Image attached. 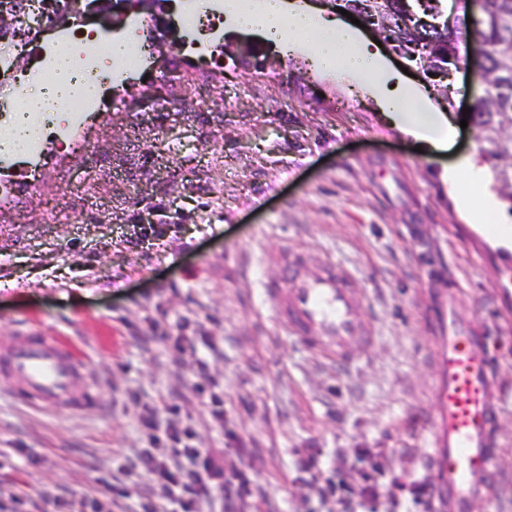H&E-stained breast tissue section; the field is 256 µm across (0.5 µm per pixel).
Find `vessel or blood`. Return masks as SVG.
<instances>
[{"instance_id":"b4317fda","label":"vessel or blood","mask_w":512,"mask_h":512,"mask_svg":"<svg viewBox=\"0 0 512 512\" xmlns=\"http://www.w3.org/2000/svg\"><path fill=\"white\" fill-rule=\"evenodd\" d=\"M262 292L282 333L317 359L346 365L375 342V330L363 318L365 297L353 274L336 262L313 266L303 253L283 254L279 277L265 280ZM456 294L453 287L434 289L426 312L437 370L430 479L447 512H470L496 481L501 387L489 339L460 311ZM0 376L14 383L17 399L31 405L81 409L93 401L82 360L58 336L12 337L0 346Z\"/></svg>"}]
</instances>
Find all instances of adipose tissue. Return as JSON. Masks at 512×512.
<instances>
[{"label": "adipose tissue", "instance_id": "ef3b65f1", "mask_svg": "<svg viewBox=\"0 0 512 512\" xmlns=\"http://www.w3.org/2000/svg\"><path fill=\"white\" fill-rule=\"evenodd\" d=\"M225 12L232 14L233 32L272 39L289 50H305L318 70L341 79L358 78L362 87L391 119L394 127L413 138L428 152L447 149L455 128L447 113L434 107L430 96L417 84L405 85L402 95L387 93L391 76L382 49L367 42L352 24L323 18L308 0H224ZM73 67L69 40H60L54 53L55 82L38 87L22 86L17 91L22 120L0 131V150L21 153L28 135L27 115L60 112L74 97L93 95L92 85L68 79ZM479 171L469 159L445 168L442 179L454 199L461 218L469 224H496L500 230L495 243L512 251V222L492 203L476 204L471 187Z\"/></svg>", "mask_w": 512, "mask_h": 512}]
</instances>
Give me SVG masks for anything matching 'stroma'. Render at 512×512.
Instances as JSON below:
<instances>
[{"label":"stroma","instance_id":"35a3bbf8","mask_svg":"<svg viewBox=\"0 0 512 512\" xmlns=\"http://www.w3.org/2000/svg\"><path fill=\"white\" fill-rule=\"evenodd\" d=\"M177 10L168 0L150 34L173 69L131 77L133 104L87 126L94 150L79 168L46 159L44 204L66 199L89 221L42 224L27 204L0 217V343L31 330L67 337L96 396L83 410L36 409L0 380V491L23 512L104 498L118 465L168 448L145 420L165 418L170 397L198 447L252 448L261 512H303L300 451L331 462L388 454L409 484L431 469L424 310L440 267L491 336L501 384L497 479L471 512H512V252L460 221L440 180L479 156L476 130L459 126L426 157L359 82L236 33L212 32L224 72L206 81L174 49L166 23ZM159 97L170 111H155ZM221 97L236 109L215 106ZM79 171L94 175L92 193L67 192ZM149 223L166 233L139 241ZM290 250L345 266L362 288L376 338L354 364H324L279 334L260 282Z\"/></svg>","mask_w":512,"mask_h":512}]
</instances>
